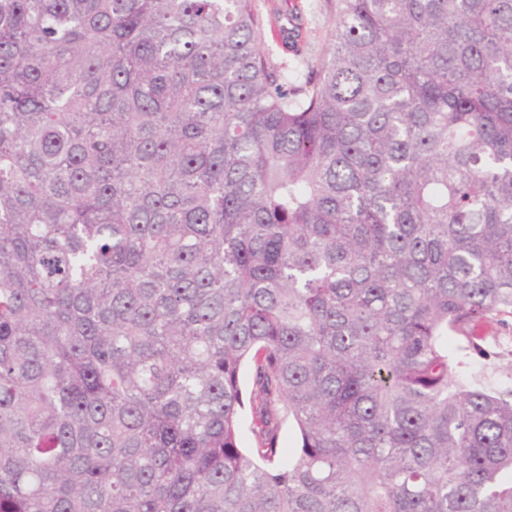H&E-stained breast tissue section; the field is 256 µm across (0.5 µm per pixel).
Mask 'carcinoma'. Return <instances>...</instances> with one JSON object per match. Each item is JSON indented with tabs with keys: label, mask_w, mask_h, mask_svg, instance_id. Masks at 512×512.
I'll return each instance as SVG.
<instances>
[{
	"label": "carcinoma",
	"mask_w": 512,
	"mask_h": 512,
	"mask_svg": "<svg viewBox=\"0 0 512 512\" xmlns=\"http://www.w3.org/2000/svg\"><path fill=\"white\" fill-rule=\"evenodd\" d=\"M265 35L0 0V512H512V0ZM487 330V343L493 354L490 357L472 358L471 374L475 382L496 389L512 386L505 370L512 361V315L498 317Z\"/></svg>",
	"instance_id": "cac0c4a2"
}]
</instances>
